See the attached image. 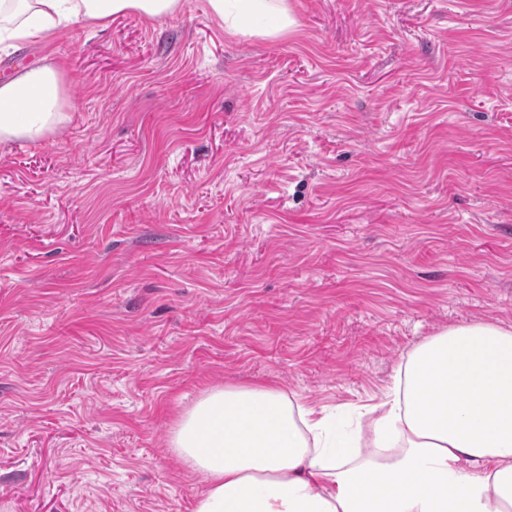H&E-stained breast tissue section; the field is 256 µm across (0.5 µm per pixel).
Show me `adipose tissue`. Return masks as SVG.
Returning a JSON list of instances; mask_svg holds the SVG:
<instances>
[{"mask_svg":"<svg viewBox=\"0 0 512 512\" xmlns=\"http://www.w3.org/2000/svg\"><path fill=\"white\" fill-rule=\"evenodd\" d=\"M225 33L254 14L293 32L288 0H209ZM182 0H0V51L53 44L64 30L136 12L158 19ZM52 60L0 79V146L39 144L69 119ZM357 415L294 402L272 384L204 388L168 444L206 489L193 512H512V326L472 322L416 344L379 400Z\"/></svg>","mask_w":512,"mask_h":512,"instance_id":"obj_1","label":"adipose tissue"}]
</instances>
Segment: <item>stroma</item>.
<instances>
[{
	"instance_id": "stroma-1",
	"label": "stroma",
	"mask_w": 512,
	"mask_h": 512,
	"mask_svg": "<svg viewBox=\"0 0 512 512\" xmlns=\"http://www.w3.org/2000/svg\"><path fill=\"white\" fill-rule=\"evenodd\" d=\"M208 0L0 53L71 120L0 148V512H192L202 388L347 412L425 337L512 325V0ZM211 14L231 36L244 34L243 20L254 14H266L273 20L272 25L262 34L278 38L293 32L297 18L288 4V0H209Z\"/></svg>"
}]
</instances>
